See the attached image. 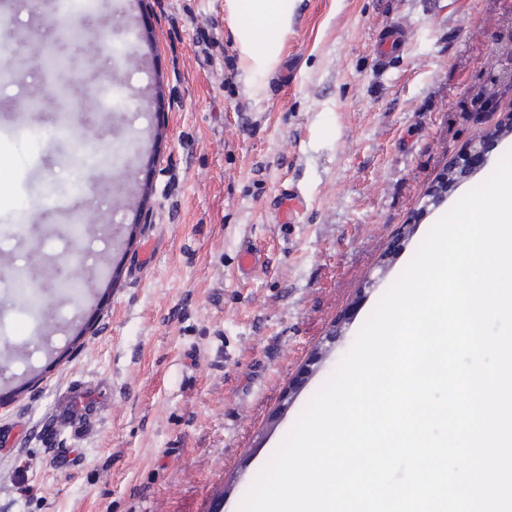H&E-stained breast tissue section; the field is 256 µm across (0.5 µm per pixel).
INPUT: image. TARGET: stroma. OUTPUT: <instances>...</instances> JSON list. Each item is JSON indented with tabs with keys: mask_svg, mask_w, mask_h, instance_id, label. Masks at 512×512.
<instances>
[{
	"mask_svg": "<svg viewBox=\"0 0 512 512\" xmlns=\"http://www.w3.org/2000/svg\"><path fill=\"white\" fill-rule=\"evenodd\" d=\"M12 21L0 512H239L431 226L512 151L493 134L512 114V0H294L268 72L238 61L226 0H12ZM396 23L404 49L379 63ZM53 55L102 88H73L65 133ZM477 148L486 163L447 184ZM291 188L306 209L283 224ZM246 247L263 258L248 275ZM74 251L94 277L80 301L59 273ZM74 389L80 439L47 441Z\"/></svg>",
	"mask_w": 512,
	"mask_h": 512,
	"instance_id": "obj_1",
	"label": "stroma"
}]
</instances>
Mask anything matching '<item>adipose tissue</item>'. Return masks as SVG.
Returning <instances> with one entry per match:
<instances>
[{
  "instance_id": "adipose-tissue-1",
  "label": "adipose tissue",
  "mask_w": 512,
  "mask_h": 512,
  "mask_svg": "<svg viewBox=\"0 0 512 512\" xmlns=\"http://www.w3.org/2000/svg\"><path fill=\"white\" fill-rule=\"evenodd\" d=\"M232 15L248 18L237 38L243 61L267 70L276 63L275 49L288 27L291 0H229Z\"/></svg>"
}]
</instances>
